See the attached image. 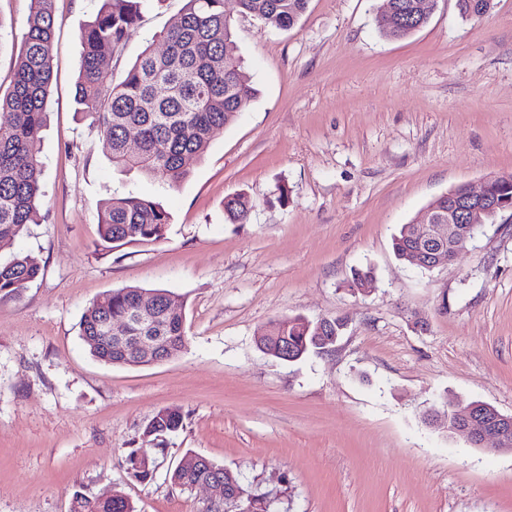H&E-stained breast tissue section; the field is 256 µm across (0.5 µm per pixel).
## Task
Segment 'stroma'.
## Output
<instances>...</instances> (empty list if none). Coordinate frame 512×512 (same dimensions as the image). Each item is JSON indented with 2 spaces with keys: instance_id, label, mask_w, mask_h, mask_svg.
I'll return each mask as SVG.
<instances>
[{
  "instance_id": "1",
  "label": "stroma",
  "mask_w": 512,
  "mask_h": 512,
  "mask_svg": "<svg viewBox=\"0 0 512 512\" xmlns=\"http://www.w3.org/2000/svg\"><path fill=\"white\" fill-rule=\"evenodd\" d=\"M462 20L456 0L401 40L384 0H309L283 31L224 0L257 90L216 130L174 189L112 166L109 142L75 114L81 26L98 0H54L53 79L41 133L46 218L0 248L42 276L0 301V512H70L72 494L120 493L139 512H202L208 492L169 477L192 451L248 493L284 491L290 512H512V454L472 447L424 412L478 400L512 414V215L485 224L423 273L392 236L460 184L512 174V0ZM184 0H152L106 75L120 82ZM31 0H0V92L13 82ZM160 201L165 239L98 250L99 202ZM243 191L248 223L224 199ZM371 267L368 291L353 269ZM185 304L177 359L112 366L90 356L85 309L124 287ZM342 319L331 352L285 363L256 346L270 321ZM168 407L184 424L144 429ZM157 460L132 480L129 450ZM252 209V200L245 192L235 193L224 199V212L231 224H245Z\"/></svg>"
}]
</instances>
